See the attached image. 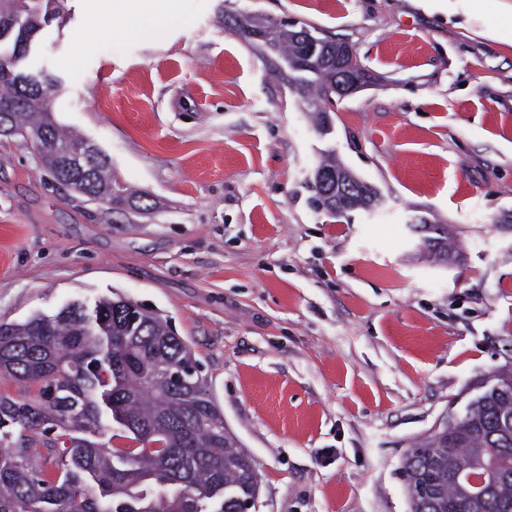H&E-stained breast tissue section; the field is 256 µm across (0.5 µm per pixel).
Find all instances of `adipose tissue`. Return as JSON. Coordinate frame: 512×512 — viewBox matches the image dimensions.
Listing matches in <instances>:
<instances>
[{
  "instance_id": "obj_1",
  "label": "adipose tissue",
  "mask_w": 512,
  "mask_h": 512,
  "mask_svg": "<svg viewBox=\"0 0 512 512\" xmlns=\"http://www.w3.org/2000/svg\"><path fill=\"white\" fill-rule=\"evenodd\" d=\"M186 10V0H87L86 5L90 24L106 28L109 35L132 28L149 38L160 37L162 25L185 21Z\"/></svg>"
}]
</instances>
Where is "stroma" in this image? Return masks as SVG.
Here are the masks:
<instances>
[{
    "instance_id": "1",
    "label": "stroma",
    "mask_w": 512,
    "mask_h": 512,
    "mask_svg": "<svg viewBox=\"0 0 512 512\" xmlns=\"http://www.w3.org/2000/svg\"><path fill=\"white\" fill-rule=\"evenodd\" d=\"M190 0L160 39L108 38L84 0L21 66L140 189L121 211L0 136V322L119 293L167 319L260 474L255 512H410V446L512 365V0ZM352 45L368 85L315 130L227 16ZM380 194L307 202L321 156ZM460 250L427 261L417 218ZM485 34L495 41L512 45V9L506 8L499 21L486 28ZM379 203V196L377 190L371 186L369 195L365 198L364 205H356L349 195H338L331 203L334 208L329 214L336 220L345 219L348 214L355 210H368L373 208Z\"/></svg>"
}]
</instances>
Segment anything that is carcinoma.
Returning a JSON list of instances; mask_svg holds the SVG:
<instances>
[{
    "label": "carcinoma",
    "mask_w": 512,
    "mask_h": 512,
    "mask_svg": "<svg viewBox=\"0 0 512 512\" xmlns=\"http://www.w3.org/2000/svg\"><path fill=\"white\" fill-rule=\"evenodd\" d=\"M58 2L0 0V16L27 19L7 37L12 48L0 50V104L16 103L10 119L19 131L77 148L84 139L52 120L48 107L18 104L21 78L43 84L47 99L55 87V78L24 72L19 62ZM264 20L239 14L233 29L247 39ZM305 32L283 21L274 48L260 43L266 64L280 72L283 60L301 57ZM287 78L324 129L336 98L335 66L320 63ZM87 185L92 199L109 206L137 198L103 159ZM378 203L373 187L362 205L338 195L330 215L340 220ZM422 228L429 253L447 259L444 225ZM0 380L19 387L16 395L0 392V512H243L259 487L254 461L224 427L188 345L129 298H102L92 314L72 303L53 315L0 323ZM507 416L512 391L472 400L462 418L411 449L404 461L409 488L427 482L437 488L436 505L427 512H448L468 498L469 487L458 476L482 460L491 472H512V438L492 435ZM107 418L131 444L108 448L97 441Z\"/></svg>",
    "instance_id": "carcinoma-1"
}]
</instances>
